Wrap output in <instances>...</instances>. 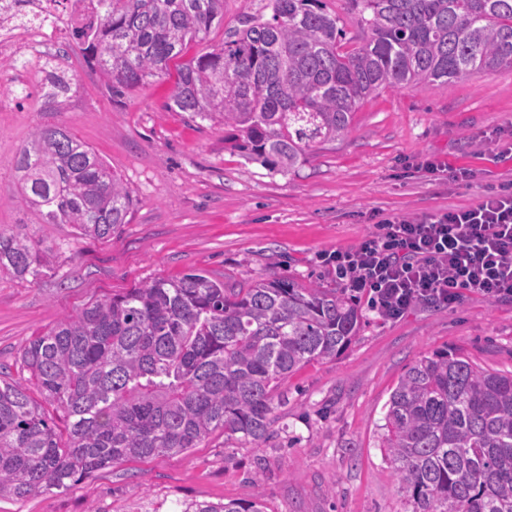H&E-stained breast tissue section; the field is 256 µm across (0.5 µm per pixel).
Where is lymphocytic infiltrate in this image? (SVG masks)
Returning <instances> with one entry per match:
<instances>
[{"mask_svg":"<svg viewBox=\"0 0 512 512\" xmlns=\"http://www.w3.org/2000/svg\"><path fill=\"white\" fill-rule=\"evenodd\" d=\"M321 259L387 320L424 301L450 305L467 294L510 300L512 191L420 217L384 218L358 245Z\"/></svg>","mask_w":512,"mask_h":512,"instance_id":"lymphocytic-infiltrate-1","label":"lymphocytic infiltrate"}]
</instances>
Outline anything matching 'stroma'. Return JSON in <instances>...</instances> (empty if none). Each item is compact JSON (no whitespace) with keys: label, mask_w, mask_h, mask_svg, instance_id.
Instances as JSON below:
<instances>
[{"label":"stroma","mask_w":512,"mask_h":512,"mask_svg":"<svg viewBox=\"0 0 512 512\" xmlns=\"http://www.w3.org/2000/svg\"><path fill=\"white\" fill-rule=\"evenodd\" d=\"M260 6L224 0L223 22L192 42L187 57L221 45ZM65 50L66 102L47 109L35 94L24 111L0 112V225H24L56 254L37 281L0 273V363L14 371L31 336L91 301L192 271L229 286L276 276L334 288L336 275L320 253L356 246L382 216L469 206L512 186V153L504 151L512 143L510 68L368 99L342 140L317 147L283 175L243 159L225 143L223 125L166 109L179 61L115 99L77 44ZM43 126L70 130L127 186L133 207L110 240L42 223L22 202L15 160ZM428 160L444 171L420 170ZM462 168L470 177L453 180ZM359 305L362 328L349 348L283 382L288 403L265 446L244 448L218 431L187 453L126 461L67 491L0 497V512H175L184 501H247L259 489L267 512H402L380 450L392 388L406 367L444 349L512 371V300L467 295L393 321L379 319L367 296Z\"/></svg>","instance_id":"1"}]
</instances>
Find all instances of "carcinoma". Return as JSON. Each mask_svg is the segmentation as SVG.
<instances>
[{"label":"carcinoma","instance_id":"carcinoma-1","mask_svg":"<svg viewBox=\"0 0 512 512\" xmlns=\"http://www.w3.org/2000/svg\"><path fill=\"white\" fill-rule=\"evenodd\" d=\"M103 2L79 42L114 100L167 75L224 20V0ZM346 3L355 38L324 0H268L269 17L246 18L221 47L179 67L167 108L233 128L231 148L286 174L342 139L357 108L385 90L512 68V0ZM70 91L52 66L45 104ZM16 168L22 200L45 224L107 241L127 223L132 199L121 179L64 128H37ZM52 262L40 240L0 227L1 273L35 280ZM362 320L345 289L285 277L226 288L191 272L94 300L26 341L28 377L0 376V496L70 489L130 459L183 454L217 431L259 448L285 403L282 382L339 356ZM383 421L380 448L409 512H512V373L438 351L400 376ZM180 512L266 505L259 491Z\"/></svg>","mask_w":512,"mask_h":512}]
</instances>
